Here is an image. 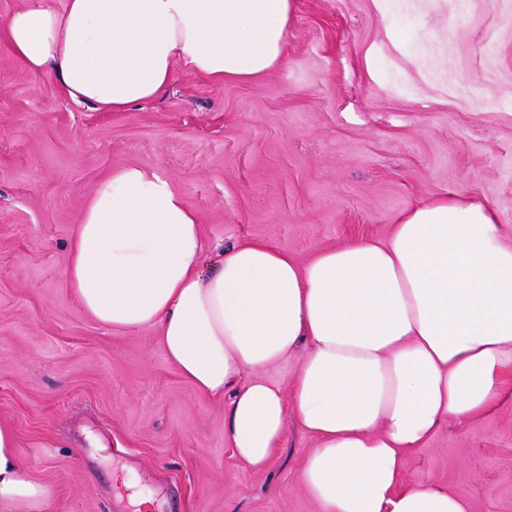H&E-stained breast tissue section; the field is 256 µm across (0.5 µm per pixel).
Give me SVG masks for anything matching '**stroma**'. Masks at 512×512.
Returning a JSON list of instances; mask_svg holds the SVG:
<instances>
[{"label": "stroma", "instance_id": "stroma-1", "mask_svg": "<svg viewBox=\"0 0 512 512\" xmlns=\"http://www.w3.org/2000/svg\"><path fill=\"white\" fill-rule=\"evenodd\" d=\"M139 166L200 218L206 256L240 238L298 260L387 239L412 203L461 195L512 225V0H297L282 61L232 87L173 68L150 102L78 105L0 46V424L50 491L46 512H319L290 428L266 470L224 440L152 329L85 314L63 277L96 185ZM124 471L129 486L116 485ZM406 476L475 512H512V400L410 452Z\"/></svg>", "mask_w": 512, "mask_h": 512}]
</instances>
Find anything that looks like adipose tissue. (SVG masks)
Returning a JSON list of instances; mask_svg holds the SVG:
<instances>
[{
    "mask_svg": "<svg viewBox=\"0 0 512 512\" xmlns=\"http://www.w3.org/2000/svg\"><path fill=\"white\" fill-rule=\"evenodd\" d=\"M296 0H67L26 8L0 42L33 75L102 112L156 98L174 64L234 86L280 61ZM198 215L169 181L128 166L102 180L64 278L103 326L155 329L200 393L230 392L224 439L262 471L296 425L316 440L299 479L321 512H472L405 477L409 451L493 411L512 373V225L459 197L404 209L388 239L299 262L243 239L205 262ZM291 362L289 388L266 368ZM49 493L0 425V512Z\"/></svg>",
    "mask_w": 512,
    "mask_h": 512,
    "instance_id": "obj_1",
    "label": "adipose tissue"
}]
</instances>
